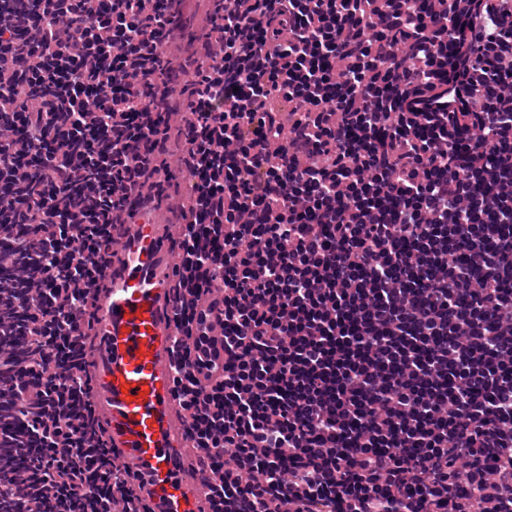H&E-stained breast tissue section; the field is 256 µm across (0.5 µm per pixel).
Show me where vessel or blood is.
Instances as JSON below:
<instances>
[{
    "instance_id": "vessel-or-blood-1",
    "label": "vessel or blood",
    "mask_w": 512,
    "mask_h": 512,
    "mask_svg": "<svg viewBox=\"0 0 512 512\" xmlns=\"http://www.w3.org/2000/svg\"><path fill=\"white\" fill-rule=\"evenodd\" d=\"M109 286L95 300L92 402L108 424L117 465L139 477L151 512H208L211 476L203 449L187 447L185 414L173 394L175 365L173 225L160 212L134 209L114 230ZM222 305L216 295L197 308L206 331L193 353L223 364Z\"/></svg>"
}]
</instances>
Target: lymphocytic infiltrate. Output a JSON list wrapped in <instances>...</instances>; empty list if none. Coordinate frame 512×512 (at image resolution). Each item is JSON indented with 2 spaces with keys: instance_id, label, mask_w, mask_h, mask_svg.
<instances>
[{
  "instance_id": "1",
  "label": "lymphocytic infiltrate",
  "mask_w": 512,
  "mask_h": 512,
  "mask_svg": "<svg viewBox=\"0 0 512 512\" xmlns=\"http://www.w3.org/2000/svg\"><path fill=\"white\" fill-rule=\"evenodd\" d=\"M0 11V512H148L91 404L114 226L173 196L211 512H512V0ZM222 292L224 363L197 306Z\"/></svg>"
}]
</instances>
